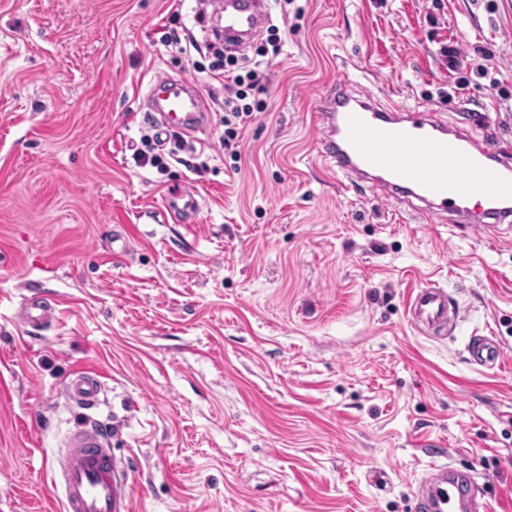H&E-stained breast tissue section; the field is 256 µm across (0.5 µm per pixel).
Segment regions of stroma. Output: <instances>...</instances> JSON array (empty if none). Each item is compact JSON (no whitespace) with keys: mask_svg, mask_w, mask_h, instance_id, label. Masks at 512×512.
<instances>
[{"mask_svg":"<svg viewBox=\"0 0 512 512\" xmlns=\"http://www.w3.org/2000/svg\"><path fill=\"white\" fill-rule=\"evenodd\" d=\"M213 11L0 0V512H63L50 476L84 416L61 385L90 366L132 512H412L440 448L489 487V512H512V228L490 240L340 184L313 117L345 72L512 161V0L272 6L281 51L237 161L212 55L161 41ZM445 44L467 62L448 67ZM158 75L209 105L207 134L168 131L186 147L162 172L133 158L157 134L142 102ZM184 185L193 224L159 222ZM426 282L459 305L448 341L408 321ZM36 293L58 310L28 335L17 314ZM475 334L500 341V369L466 363ZM200 194L194 188H174L168 189L163 197V209L157 217L162 221L171 215V213L190 211L197 213L200 209V203L197 200Z\"/></svg>","mask_w":512,"mask_h":512,"instance_id":"stroma-1","label":"stroma"}]
</instances>
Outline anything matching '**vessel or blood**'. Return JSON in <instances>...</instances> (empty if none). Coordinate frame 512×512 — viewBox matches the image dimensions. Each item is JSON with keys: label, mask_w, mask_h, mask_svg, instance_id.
<instances>
[{"label": "vessel or blood", "mask_w": 512, "mask_h": 512, "mask_svg": "<svg viewBox=\"0 0 512 512\" xmlns=\"http://www.w3.org/2000/svg\"><path fill=\"white\" fill-rule=\"evenodd\" d=\"M268 4L269 0H220L225 47L251 43L269 20ZM148 95L163 128L206 131L205 98L196 87L159 76L150 83ZM316 124L322 156L331 159L337 175L349 183L376 181L394 199L417 201L428 220L449 214L477 224L487 236L512 219V167L490 163L482 147L449 133L435 111L391 107L372 94L349 92L341 74L321 96ZM199 209L196 190L179 187L165 192L159 216ZM407 314L421 335L437 341L453 336L459 320L457 305L435 284L413 289ZM54 316V301L43 297L25 303L19 312L26 328L42 326ZM465 353L468 364L488 370L499 368L504 359L501 345L491 336L470 337ZM104 380L98 369L77 370L64 381L63 394L81 408H93ZM62 479L63 512H131L109 437L97 423L85 424L69 437ZM414 509L487 512L488 505L475 474L448 458L431 465L421 479Z\"/></svg>", "instance_id": "1"}]
</instances>
